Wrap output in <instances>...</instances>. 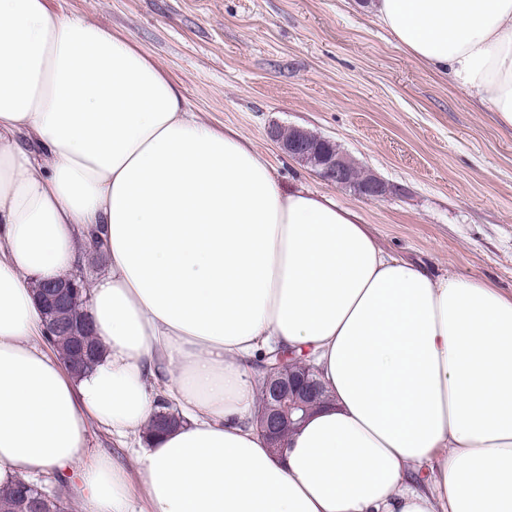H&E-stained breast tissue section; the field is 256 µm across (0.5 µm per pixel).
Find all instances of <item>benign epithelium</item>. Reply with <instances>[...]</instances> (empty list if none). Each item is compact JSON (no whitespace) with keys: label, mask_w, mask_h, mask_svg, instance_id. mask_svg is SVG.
Listing matches in <instances>:
<instances>
[{"label":"benign epithelium","mask_w":512,"mask_h":512,"mask_svg":"<svg viewBox=\"0 0 512 512\" xmlns=\"http://www.w3.org/2000/svg\"><path fill=\"white\" fill-rule=\"evenodd\" d=\"M270 136L281 149L294 159L312 167L326 181L346 185L344 171L334 152L324 149L331 140L310 139L306 130L299 128L296 137L284 139L279 130H270ZM389 192L386 183L374 179L363 183L357 193L366 199H380ZM80 286L68 276L50 285L37 288L38 300L44 314H63L67 319L57 324L48 323L49 333L67 332L73 336L89 335L90 325L85 309L78 306ZM262 375L260 403L255 410L253 424L266 434L270 447L280 453L285 447L287 433L296 430L321 403L323 385L313 376L314 368L306 356L295 357L294 351L277 349L258 366Z\"/></svg>","instance_id":"obj_1"}]
</instances>
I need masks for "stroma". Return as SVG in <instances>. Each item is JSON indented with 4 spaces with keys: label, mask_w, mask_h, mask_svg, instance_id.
Wrapping results in <instances>:
<instances>
[{
    "label": "stroma",
    "mask_w": 512,
    "mask_h": 512,
    "mask_svg": "<svg viewBox=\"0 0 512 512\" xmlns=\"http://www.w3.org/2000/svg\"><path fill=\"white\" fill-rule=\"evenodd\" d=\"M47 4L131 37L188 110L236 131L284 185L357 211L385 252L512 294V129L380 27L369 0ZM274 127L334 141L389 194L324 181L280 149Z\"/></svg>",
    "instance_id": "1"
}]
</instances>
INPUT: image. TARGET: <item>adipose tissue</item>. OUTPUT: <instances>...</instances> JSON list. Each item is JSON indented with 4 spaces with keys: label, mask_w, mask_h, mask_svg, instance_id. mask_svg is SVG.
Wrapping results in <instances>:
<instances>
[{
    "label": "adipose tissue",
    "mask_w": 512,
    "mask_h": 512,
    "mask_svg": "<svg viewBox=\"0 0 512 512\" xmlns=\"http://www.w3.org/2000/svg\"><path fill=\"white\" fill-rule=\"evenodd\" d=\"M370 10L512 128V0ZM93 229L101 355L77 376L33 285ZM278 347L311 351L329 394L280 456L252 422ZM165 397L182 422L135 471L88 456L90 424L127 443ZM80 459L81 512H512V296L384 254L128 39L0 0V484Z\"/></svg>",
    "instance_id": "adipose-tissue-1"
}]
</instances>
